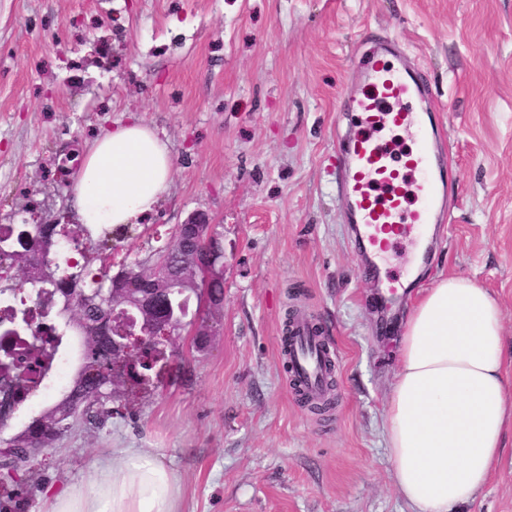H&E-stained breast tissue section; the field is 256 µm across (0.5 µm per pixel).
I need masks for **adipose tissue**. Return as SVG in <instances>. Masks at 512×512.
Returning <instances> with one entry per match:
<instances>
[{"label":"adipose tissue","instance_id":"ef3b65f1","mask_svg":"<svg viewBox=\"0 0 512 512\" xmlns=\"http://www.w3.org/2000/svg\"><path fill=\"white\" fill-rule=\"evenodd\" d=\"M171 165L166 142L141 120L106 131L77 174L75 222L97 233L144 222ZM399 344L383 419L392 479L414 512H455L490 480L512 422L500 306L466 278H442L411 310ZM45 512H181V489L152 449L123 448L102 453Z\"/></svg>","mask_w":512,"mask_h":512}]
</instances>
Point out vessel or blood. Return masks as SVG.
I'll return each mask as SVG.
<instances>
[{"mask_svg": "<svg viewBox=\"0 0 512 512\" xmlns=\"http://www.w3.org/2000/svg\"><path fill=\"white\" fill-rule=\"evenodd\" d=\"M363 90L342 102L368 129L365 137L336 138V194L344 221L363 244V275L380 278L383 256L402 241H414L432 226L447 223L456 175L439 135L435 102L427 80L411 68L394 37L385 38L362 66ZM395 127L415 133L417 150L402 154L399 167L379 139ZM293 383L310 398H320L329 378L330 349L307 318L296 320L288 338Z\"/></svg>", "mask_w": 512, "mask_h": 512, "instance_id": "obj_1", "label": "vessel or blood"}]
</instances>
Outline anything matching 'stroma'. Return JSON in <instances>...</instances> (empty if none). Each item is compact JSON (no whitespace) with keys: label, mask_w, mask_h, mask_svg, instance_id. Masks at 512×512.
<instances>
[{"label":"stroma","mask_w":512,"mask_h":512,"mask_svg":"<svg viewBox=\"0 0 512 512\" xmlns=\"http://www.w3.org/2000/svg\"><path fill=\"white\" fill-rule=\"evenodd\" d=\"M389 34L427 77L460 189L385 325L330 158L360 58ZM133 117L166 139L171 182L148 222L113 234L112 265L207 214L224 241L219 324L201 352L182 330L144 401L37 457L0 512H41L112 448L156 449L182 512H412L382 419L415 300L447 276L486 288L512 352V0H0V224L60 222L79 168L66 154ZM292 308L333 357L321 416L286 369ZM458 512H512V424Z\"/></svg>","instance_id":"stroma-1"}]
</instances>
